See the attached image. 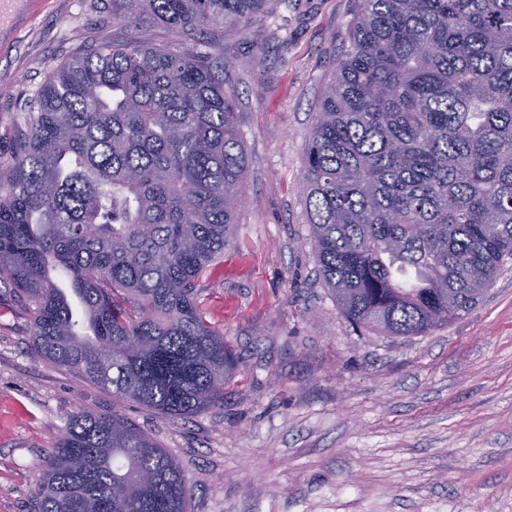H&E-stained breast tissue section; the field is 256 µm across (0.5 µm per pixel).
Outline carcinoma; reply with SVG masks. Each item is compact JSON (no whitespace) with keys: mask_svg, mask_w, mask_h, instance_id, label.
I'll use <instances>...</instances> for the list:
<instances>
[{"mask_svg":"<svg viewBox=\"0 0 512 512\" xmlns=\"http://www.w3.org/2000/svg\"><path fill=\"white\" fill-rule=\"evenodd\" d=\"M271 0H112L193 38L250 32ZM223 55L101 44L57 65L0 159V284L33 346L170 419L224 403L234 358L197 282L248 166ZM317 274L346 319L420 336L512 257V0H359L304 158ZM63 272L81 304L77 321ZM151 486L121 494L134 472ZM180 465L121 413L78 411L34 512H188Z\"/></svg>","mask_w":512,"mask_h":512,"instance_id":"obj_1","label":"carcinoma"}]
</instances>
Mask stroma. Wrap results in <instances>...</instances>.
<instances>
[{
	"label": "stroma",
	"mask_w": 512,
	"mask_h": 512,
	"mask_svg": "<svg viewBox=\"0 0 512 512\" xmlns=\"http://www.w3.org/2000/svg\"><path fill=\"white\" fill-rule=\"evenodd\" d=\"M358 0H272L250 34L217 28L248 168L223 255L199 281L237 359L222 406L189 419L116 404L32 349L0 300V512H31L68 415L121 412L181 465L189 512H512V259L470 312L424 336L356 329L318 282L304 157ZM174 46L112 18V0H44L0 37V132L86 47Z\"/></svg>",
	"instance_id": "stroma-1"
}]
</instances>
